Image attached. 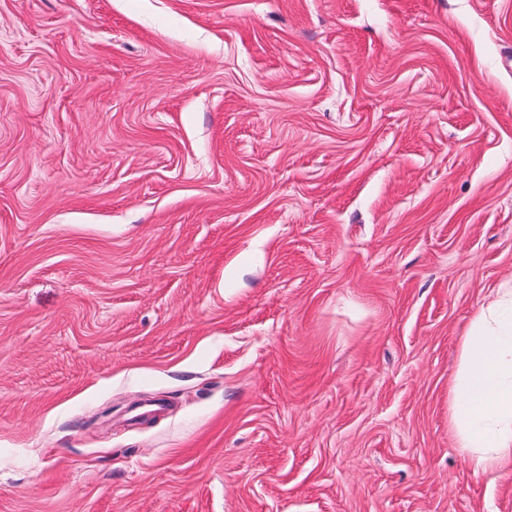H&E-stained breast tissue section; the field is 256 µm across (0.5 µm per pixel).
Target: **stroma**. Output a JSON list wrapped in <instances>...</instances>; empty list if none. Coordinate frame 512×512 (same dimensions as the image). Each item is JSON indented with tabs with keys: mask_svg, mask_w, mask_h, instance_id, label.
I'll return each mask as SVG.
<instances>
[{
	"mask_svg": "<svg viewBox=\"0 0 512 512\" xmlns=\"http://www.w3.org/2000/svg\"><path fill=\"white\" fill-rule=\"evenodd\" d=\"M510 286L512 0H0V512H512ZM448 426L473 469L512 464V289L497 288L472 317L448 389Z\"/></svg>",
	"mask_w": 512,
	"mask_h": 512,
	"instance_id": "35a3bbf8",
	"label": "stroma"
}]
</instances>
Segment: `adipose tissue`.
Segmentation results:
<instances>
[{"label":"adipose tissue","instance_id":"ef3b65f1","mask_svg":"<svg viewBox=\"0 0 512 512\" xmlns=\"http://www.w3.org/2000/svg\"><path fill=\"white\" fill-rule=\"evenodd\" d=\"M448 426L474 470L512 464V289L493 291L461 339Z\"/></svg>","mask_w":512,"mask_h":512}]
</instances>
